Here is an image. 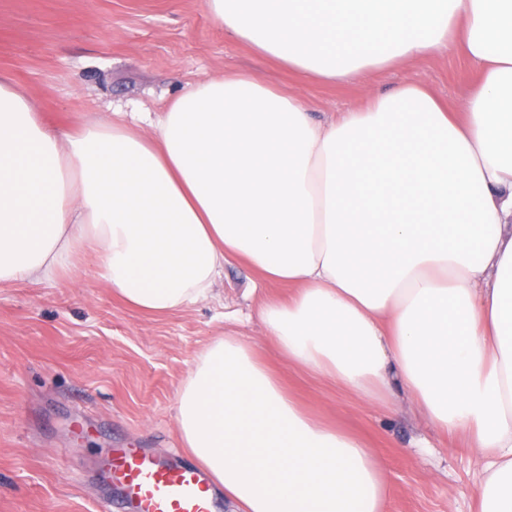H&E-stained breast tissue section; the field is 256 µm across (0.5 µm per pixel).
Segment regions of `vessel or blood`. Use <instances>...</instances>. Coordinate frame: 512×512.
Instances as JSON below:
<instances>
[{
	"mask_svg": "<svg viewBox=\"0 0 512 512\" xmlns=\"http://www.w3.org/2000/svg\"><path fill=\"white\" fill-rule=\"evenodd\" d=\"M136 512H213L207 473L194 465L172 463L139 448L122 449L110 466Z\"/></svg>",
	"mask_w": 512,
	"mask_h": 512,
	"instance_id": "b4317fda",
	"label": "vessel or blood"
}]
</instances>
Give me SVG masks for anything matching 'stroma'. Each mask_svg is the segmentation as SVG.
Returning <instances> with one entry per match:
<instances>
[{
	"label": "stroma",
	"mask_w": 512,
	"mask_h": 512,
	"mask_svg": "<svg viewBox=\"0 0 512 512\" xmlns=\"http://www.w3.org/2000/svg\"><path fill=\"white\" fill-rule=\"evenodd\" d=\"M0 73L51 125L107 122L116 112H161L188 84L251 74L298 96L315 121L365 106L411 81L449 104L474 74L459 50L316 82L258 56L210 14L207 0H0ZM251 270L225 266L212 300L161 317L112 295L84 256L52 282L0 285V512H132L104 476L121 448L184 457L177 400L197 357L224 334L264 354L313 414L366 438L391 479L386 512H477L475 456L430 427L404 392L394 409L365 402L281 361L266 341Z\"/></svg>",
	"instance_id": "obj_1"
}]
</instances>
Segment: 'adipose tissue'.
Returning <instances> with one entry per match:
<instances>
[{
	"instance_id": "obj_1",
	"label": "adipose tissue",
	"mask_w": 512,
	"mask_h": 512,
	"mask_svg": "<svg viewBox=\"0 0 512 512\" xmlns=\"http://www.w3.org/2000/svg\"><path fill=\"white\" fill-rule=\"evenodd\" d=\"M234 38L326 83L457 44L454 109L418 83L318 123L237 74L147 126L38 119L0 74V282L92 256L127 307L211 298L229 262L289 366L385 408L404 388L466 438L478 512H512V0H208ZM183 448L233 512H384L372 448L311 416L246 339L212 340L178 397Z\"/></svg>"
}]
</instances>
